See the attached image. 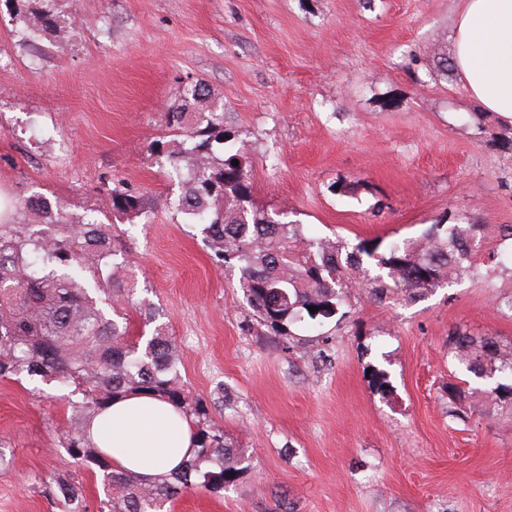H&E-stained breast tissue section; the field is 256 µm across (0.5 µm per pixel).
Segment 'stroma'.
Returning <instances> with one entry per match:
<instances>
[{
    "label": "stroma",
    "mask_w": 512,
    "mask_h": 512,
    "mask_svg": "<svg viewBox=\"0 0 512 512\" xmlns=\"http://www.w3.org/2000/svg\"><path fill=\"white\" fill-rule=\"evenodd\" d=\"M459 0H0V198L38 194L114 224L115 278L154 304L192 397L248 458L218 494L168 512H512V421L448 415V334L512 341V126L482 113L452 56ZM56 25L45 28L44 12ZM201 83L248 149L256 205L308 235L378 246L480 224L487 277L414 302L352 295L285 348L218 262L150 145ZM148 219L112 214L118 184ZM388 385L380 387L377 375ZM56 384L0 378V512H49L52 478L95 476L59 444Z\"/></svg>",
    "instance_id": "1"
}]
</instances>
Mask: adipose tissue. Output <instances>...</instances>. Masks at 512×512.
<instances>
[{
    "mask_svg": "<svg viewBox=\"0 0 512 512\" xmlns=\"http://www.w3.org/2000/svg\"><path fill=\"white\" fill-rule=\"evenodd\" d=\"M454 66L479 109L512 124V0H462ZM90 432L114 468L144 481L176 469L193 448L189 420L148 394L115 401Z\"/></svg>",
    "mask_w": 512,
    "mask_h": 512,
    "instance_id": "1",
    "label": "adipose tissue"
}]
</instances>
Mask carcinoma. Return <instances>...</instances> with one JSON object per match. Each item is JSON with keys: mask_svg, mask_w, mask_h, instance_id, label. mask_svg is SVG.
<instances>
[{"mask_svg": "<svg viewBox=\"0 0 512 512\" xmlns=\"http://www.w3.org/2000/svg\"><path fill=\"white\" fill-rule=\"evenodd\" d=\"M185 105L166 113L167 128L183 137L176 150L156 141L170 176L181 184L176 210L203 225L207 246L224 264L238 269V287L270 335L286 339L304 317H333L348 304L351 288L375 301L392 290L408 301L435 288L480 275V225L433 224L420 237L393 242L388 254L359 247L342 253L340 242L309 237L303 225L283 220L275 209L257 206L247 175L245 146L224 130V113L205 108L194 126H183ZM239 165H232V161ZM112 209L128 219L145 215L142 197L114 188ZM41 197L24 200L25 224H0V378L26 377L56 382L78 400H67L71 416L60 435L68 454L101 476L105 498L100 512H163L190 490L219 493L237 482L248 465L212 422L206 404L192 398L179 370L175 345L158 325L145 345L132 336L128 312L117 311L127 296L118 284L111 297L94 296L103 278L98 247L116 243L111 227L51 210ZM377 261L386 276L372 277L361 255ZM356 269L363 279L347 276ZM393 286H388L385 279ZM112 306L107 317L102 304ZM316 311H309V307ZM452 359L472 381H448V416L464 421L474 411L512 420V342L475 334L458 326L448 341ZM158 396L180 409L195 430L194 454L172 473L151 482L118 471L88 438L91 419L120 398L135 393ZM63 512H87L82 488L59 478L47 485Z\"/></svg>", "mask_w": 512, "mask_h": 512, "instance_id": "carcinoma-1", "label": "carcinoma"}]
</instances>
